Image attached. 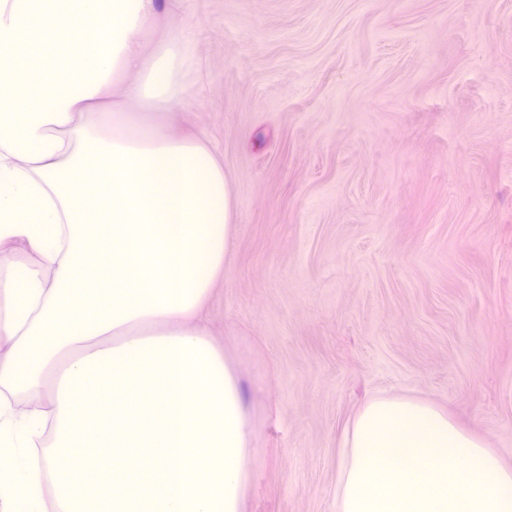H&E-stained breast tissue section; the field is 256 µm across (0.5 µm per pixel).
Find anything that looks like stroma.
Here are the masks:
<instances>
[{"label":"stroma","instance_id":"obj_1","mask_svg":"<svg viewBox=\"0 0 512 512\" xmlns=\"http://www.w3.org/2000/svg\"><path fill=\"white\" fill-rule=\"evenodd\" d=\"M172 133L235 216L206 317L256 432L242 512H334L371 398L429 401L512 466V0H161Z\"/></svg>","mask_w":512,"mask_h":512}]
</instances>
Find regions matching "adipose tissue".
Masks as SVG:
<instances>
[{"instance_id": "obj_1", "label": "adipose tissue", "mask_w": 512, "mask_h": 512, "mask_svg": "<svg viewBox=\"0 0 512 512\" xmlns=\"http://www.w3.org/2000/svg\"><path fill=\"white\" fill-rule=\"evenodd\" d=\"M156 7L0 0V512H242L254 427L204 317L232 186L162 122L190 51L143 55Z\"/></svg>"}]
</instances>
